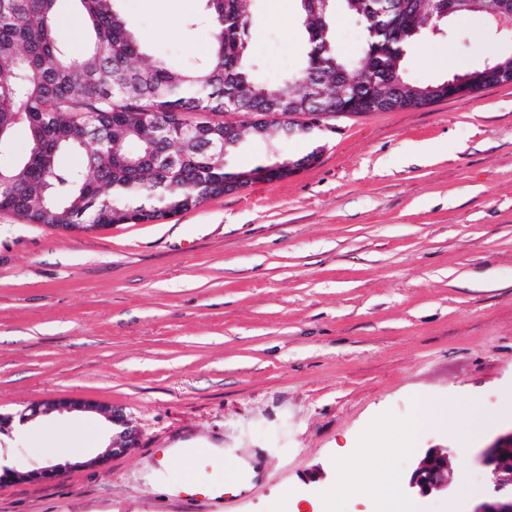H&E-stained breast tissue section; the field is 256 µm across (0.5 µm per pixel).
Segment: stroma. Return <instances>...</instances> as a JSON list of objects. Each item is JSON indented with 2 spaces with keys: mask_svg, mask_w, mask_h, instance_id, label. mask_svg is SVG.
Returning a JSON list of instances; mask_svg holds the SVG:
<instances>
[{
  "mask_svg": "<svg viewBox=\"0 0 512 512\" xmlns=\"http://www.w3.org/2000/svg\"><path fill=\"white\" fill-rule=\"evenodd\" d=\"M147 53L190 64L209 49L205 0H121ZM257 81L298 70L299 0H253ZM512 54L474 12L405 50L436 84ZM315 164L189 211L89 233L0 211V414L55 406L0 433V466L39 469L63 432L137 428L133 450L89 439L53 481H0V512H185L170 448L249 465L223 512H359L340 478L360 448L393 469L414 512H466L486 477L475 455L512 428V82L416 109L346 115L281 157ZM456 423L413 432L417 394ZM449 449L444 495L411 492L425 449ZM72 407L77 410H84V411H92V412H102L107 414V416L110 418V420L113 423H117L119 425H122L124 429L119 433L117 438L113 440L112 444V451L113 453L117 452H123L127 450L128 448H131L138 439V433L136 429L131 427L129 423L124 419V417L120 414H117L115 412L112 413V410H106L103 409L102 406L93 403L91 401H85V400H75L71 403Z\"/></svg>",
  "mask_w": 512,
  "mask_h": 512,
  "instance_id": "stroma-1",
  "label": "stroma"
}]
</instances>
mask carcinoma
<instances>
[{
    "label": "carcinoma",
    "instance_id": "carcinoma-1",
    "mask_svg": "<svg viewBox=\"0 0 512 512\" xmlns=\"http://www.w3.org/2000/svg\"><path fill=\"white\" fill-rule=\"evenodd\" d=\"M365 20L357 64L329 33L336 2ZM90 29L71 52L52 24L55 0H0V125L3 141L24 124L28 154L0 169V210L31 224L101 229L189 211L264 172L281 180L318 161L316 147L298 159L278 157L275 133L304 110L362 115L426 106L443 99L442 84L420 86L405 75L406 47L437 21L430 0H308L301 4L308 50L302 69L263 87L244 57L250 0H206L213 27L207 62L192 68L144 56L118 0H76ZM201 112L250 114L249 125L205 121L210 134L179 133ZM270 142L276 160L234 166L243 136ZM85 168L57 165L64 150Z\"/></svg>",
    "mask_w": 512,
    "mask_h": 512
}]
</instances>
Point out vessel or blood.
Instances as JSON below:
<instances>
[{"instance_id":"vessel-or-blood-1","label":"vessel or blood","mask_w":512,"mask_h":512,"mask_svg":"<svg viewBox=\"0 0 512 512\" xmlns=\"http://www.w3.org/2000/svg\"><path fill=\"white\" fill-rule=\"evenodd\" d=\"M178 457L183 468L184 475L181 483L175 489V494L181 498L185 505H195L198 498H205L211 508L217 512L224 505V486L226 476L213 475L202 472V464L212 461V455L206 448H177L173 451Z\"/></svg>"}]
</instances>
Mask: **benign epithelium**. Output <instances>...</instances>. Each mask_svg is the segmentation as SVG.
<instances>
[{
  "label": "benign epithelium",
  "instance_id": "obj_1",
  "mask_svg": "<svg viewBox=\"0 0 512 512\" xmlns=\"http://www.w3.org/2000/svg\"><path fill=\"white\" fill-rule=\"evenodd\" d=\"M483 11L487 13L488 21L497 33L512 38V0H495ZM72 407L84 411H103L112 422L123 426V430L113 440L112 452H123L136 443L138 433L122 415L105 411L102 406L85 400L72 402ZM477 462L487 471L489 484L485 496L469 512H512V431L500 435L491 445L483 448L477 455ZM60 473L57 465L31 471L5 468L0 471V479L50 481L60 476ZM451 482L449 450L433 447L427 449L419 459L409 476L408 487L422 496H428L448 492Z\"/></svg>",
  "mask_w": 512,
  "mask_h": 512
}]
</instances>
